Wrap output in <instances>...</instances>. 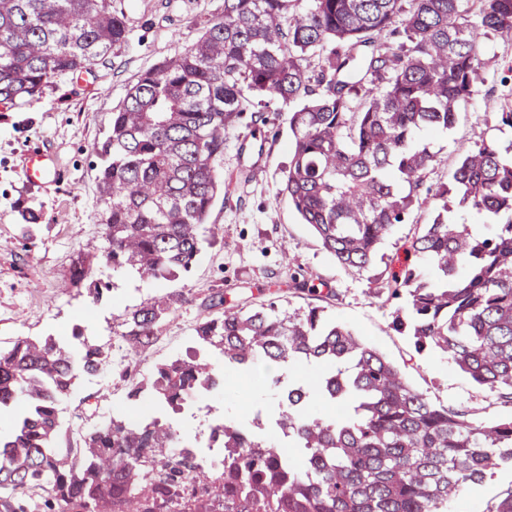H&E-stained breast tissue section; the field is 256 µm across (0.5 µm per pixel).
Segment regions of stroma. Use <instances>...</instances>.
<instances>
[{
	"label": "stroma",
	"instance_id": "obj_1",
	"mask_svg": "<svg viewBox=\"0 0 512 512\" xmlns=\"http://www.w3.org/2000/svg\"><path fill=\"white\" fill-rule=\"evenodd\" d=\"M112 7L124 13L129 35L112 51L108 66H93L88 83L57 78L40 96L0 107V347H9L19 336L71 331L86 311L90 320L85 336L116 348L128 309L151 297L182 295L158 345L135 362L137 375L144 377L158 363L192 346L196 323L206 316L213 293L220 291L230 304L273 301L291 313L323 306L337 323L398 365L434 403L466 412L476 422L512 415V404L475 386L445 356L434 351L414 356L408 338L391 327V313L400 299L376 293L378 279L400 266L430 274L423 258L403 252L405 238L425 223V214L414 212L398 226L369 269L341 266L280 192L292 143L287 120L266 125L258 140L246 117L226 136L219 166L224 192L217 195L208 218L220 227L223 239L201 255L189 276L165 281L115 273L104 265L107 241L96 181L101 163L97 147L110 116L144 71L197 38L200 21L223 17L224 0H112ZM483 51L494 60L487 82L461 106L450 132L431 136L437 154L432 182L448 181L461 145L490 139L512 145V128L490 119L512 105V39H490ZM36 150L53 156L60 177H48L39 185L23 178V161ZM30 206L38 210L41 228L36 239L27 242L21 224ZM80 256L92 259L95 278L110 284L102 301H94L87 286L69 283L71 263ZM290 268L307 283L308 292L293 293L286 275ZM327 288L333 289V298H322ZM253 373L252 379L199 400L202 416L176 427L186 446L197 447L199 431L214 417L250 424L259 414L264 424L258 435L273 434L279 402L274 381L281 370L258 363ZM127 387L114 372L77 380L60 406L68 445L79 447L81 435L101 423L107 410L124 409ZM511 486L512 470L502 469L480 486L463 487L449 502L448 512H486L489 501Z\"/></svg>",
	"mask_w": 512,
	"mask_h": 512
}]
</instances>
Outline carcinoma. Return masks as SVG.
I'll use <instances>...</instances> for the list:
<instances>
[{
	"label": "carcinoma",
	"instance_id": "cac0c4a2",
	"mask_svg": "<svg viewBox=\"0 0 512 512\" xmlns=\"http://www.w3.org/2000/svg\"><path fill=\"white\" fill-rule=\"evenodd\" d=\"M512 39V0H224V19L144 71L112 113L97 184L114 271L172 280L218 242L203 232L224 182V137L245 114L288 113L292 157L281 193L346 268H369L380 245L416 210L432 222L379 293L406 296L392 327L422 354L438 349L478 385L512 404V148H460L452 178L432 187L428 131L453 128L488 67L481 46ZM128 39L112 0H0V103L42 93L51 79L89 70ZM501 221L472 233L449 203ZM466 274L459 275V266ZM83 258L70 283L91 276ZM181 295L127 311L121 339L129 407L64 445L60 402L82 376L106 371V350L80 327L66 337H19L0 349V506L5 512H446L465 486L512 468V417L476 423L414 389L402 370L322 306L289 315L224 306L195 327L224 365L260 359L287 372L325 364L318 393L353 408L328 417L308 386L290 381L276 425L287 454L237 418L211 429L218 470L196 462L142 398L174 413L223 382L213 359H170L148 381L132 359L153 348ZM487 512H512V487Z\"/></svg>",
	"mask_w": 512,
	"mask_h": 512
}]
</instances>
